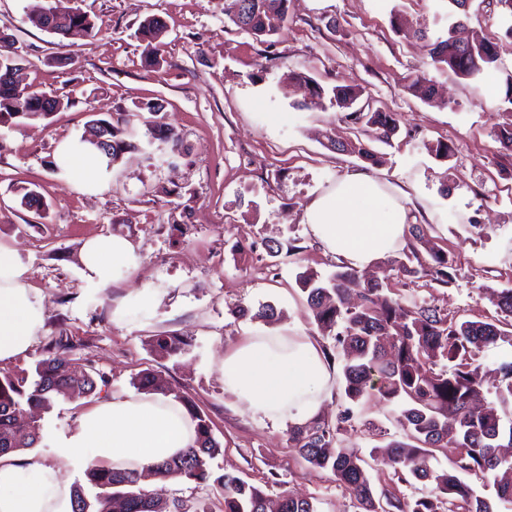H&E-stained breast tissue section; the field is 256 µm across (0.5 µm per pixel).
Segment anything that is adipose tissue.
<instances>
[{
    "mask_svg": "<svg viewBox=\"0 0 512 512\" xmlns=\"http://www.w3.org/2000/svg\"><path fill=\"white\" fill-rule=\"evenodd\" d=\"M55 163L78 189L95 192L104 181L101 155L81 141L63 142ZM409 219L405 197L364 171L337 179L308 201L301 215L312 238L358 270L400 250ZM80 261L84 277L103 284L138 266L132 242L116 235L87 239ZM45 318L44 299L28 287L16 250L0 245V364L29 352ZM221 373L225 394L278 427L309 422L336 386V372L314 339L285 331H252L225 352ZM193 438L179 401L115 393L81 412L58 445L71 460L146 470L181 453ZM70 503L71 487L56 467L34 457L0 458V512H70Z\"/></svg>",
    "mask_w": 512,
    "mask_h": 512,
    "instance_id": "adipose-tissue-1",
    "label": "adipose tissue"
}]
</instances>
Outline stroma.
Wrapping results in <instances>:
<instances>
[{
  "label": "stroma",
  "instance_id": "obj_1",
  "mask_svg": "<svg viewBox=\"0 0 512 512\" xmlns=\"http://www.w3.org/2000/svg\"><path fill=\"white\" fill-rule=\"evenodd\" d=\"M29 0H0V34L9 35L25 83L68 106L49 118L0 125V243L17 250L27 282L46 303L42 334L27 355L7 367L32 376L37 360L62 341L80 363L92 365L107 392H134L133 381L153 372L167 396L192 399L210 419L221 450L214 474H232L263 489L309 499L317 512H354L332 473L299 456L291 432L239 407L225 394L219 370L226 349L260 327L255 313L273 305L268 329L312 336L321 351L333 337L314 324L299 272L335 271L340 260L309 236L300 217L317 191L353 170L369 169L389 190L404 192L417 224L447 251L453 281L442 286L404 276L382 257L371 274L395 295L417 296L449 314L494 316L495 290L512 288V155L503 156L491 128L508 108L503 79L512 71V16L489 0H472L464 36L498 45L499 69L463 79L437 70L427 40L447 37L456 17L448 0H289L287 20L274 43L256 40L231 24L224 0H61L95 23L94 36L60 40L32 26ZM410 25L391 26L392 13ZM155 15L167 25L159 68L141 65L138 23ZM303 71L330 88L362 89L374 106L396 113L391 143L348 123L328 102L304 104L297 86L281 88L284 72ZM432 78L444 105L408 91L419 75ZM159 103L157 114L142 110ZM104 118L135 134L102 191H77L51 172L56 149L78 138L89 121ZM171 125L188 154L168 164L145 141L149 121ZM362 140L381 162L368 167L326 144V134ZM446 142L453 154L436 159L428 145ZM34 189L47 203L44 216L21 206L18 188ZM119 235L135 245L137 269L110 284L81 272L83 242ZM149 289L152 305L133 294ZM248 308L245 316L237 307ZM174 333L189 343L168 360L153 353L151 336ZM96 402L81 396L42 413V438L31 454L62 467L72 484L84 483L83 462L62 460L60 433ZM394 404L371 396L355 408L341 444L369 455L403 439ZM152 496L207 503L220 512L211 485L149 481Z\"/></svg>",
  "mask_w": 512,
  "mask_h": 512
}]
</instances>
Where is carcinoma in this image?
<instances>
[{
  "label": "carcinoma",
  "mask_w": 512,
  "mask_h": 512,
  "mask_svg": "<svg viewBox=\"0 0 512 512\" xmlns=\"http://www.w3.org/2000/svg\"><path fill=\"white\" fill-rule=\"evenodd\" d=\"M50 0H30L26 16L34 26L60 39L70 29L93 33L89 16L75 11L64 22L50 25ZM288 0H224V15L239 29L262 42L278 34L287 17ZM165 23L148 16L137 29L144 43L143 63L155 69L161 61ZM434 62L456 75L474 78L496 67V44L481 36L464 46L453 36L432 44ZM16 56L0 45V123L19 125L32 117H47L64 106L58 98L50 99L30 86H19L5 80L14 69ZM287 83H304L318 96H329L330 105L345 112V119L355 126L371 128L384 143L398 132L397 116L382 108H367L357 114L350 111L362 96V90L350 86L332 87L326 91L314 79L293 70L284 74ZM408 89L429 100L434 87L424 77H417ZM93 138L86 140L107 158V165L117 163L131 148H137L133 137L106 119L96 120ZM492 133L504 151H512V110L502 123L494 124ZM146 136L162 141L164 149L179 154L185 148L177 131L165 124L147 128ZM342 150L359 159L376 164L377 155L362 141L352 142ZM412 240L403 256L391 263L412 276L422 275L448 285V253L430 245L418 224L409 225ZM317 327L332 336L336 351L342 354V387L345 398L358 404L375 393L385 401H401L404 407L397 422L408 441L391 440L384 445L379 462L393 470L401 482L411 476L432 485V491L415 500L392 493L376 497L365 464L367 461L354 448L332 449L339 442L343 424L353 411L346 408L336 423L317 418L305 426L294 428L291 438L302 459L313 468L332 471L337 485L348 493L358 512H512V459L506 460L499 449L512 447V359H503L494 369L495 379L477 362L479 353L490 347L507 344L512 347V289L494 295L500 317L490 321L462 320L426 302L417 303L391 296V291L377 280L362 281L355 269L344 266L322 278L305 271L298 276ZM187 342L173 334L152 337L151 348L160 357L181 354ZM450 363L435 370L437 361ZM107 386L105 378L95 379L91 366L72 357V347L58 344L40 359L31 379L0 371V456L36 446L40 439V412L49 409L59 398L76 394H94L98 386ZM137 388L148 394L162 391L156 377L143 372ZM489 386L494 400L481 408L472 406V398ZM194 423L195 441L182 454L155 465L147 472L114 471L92 463L86 470L91 488L88 498L84 486H74L71 512H163V508L146 490L149 477L184 479L198 484L207 482L211 473L208 460L220 450L210 420L189 400H181ZM456 448L448 467L433 464L436 452ZM471 474L491 485L495 496L486 498L464 481ZM223 498L222 512H265L264 492L232 475L215 479ZM283 512H316L313 503L291 494H282Z\"/></svg>",
  "instance_id": "carcinoma-1"
}]
</instances>
